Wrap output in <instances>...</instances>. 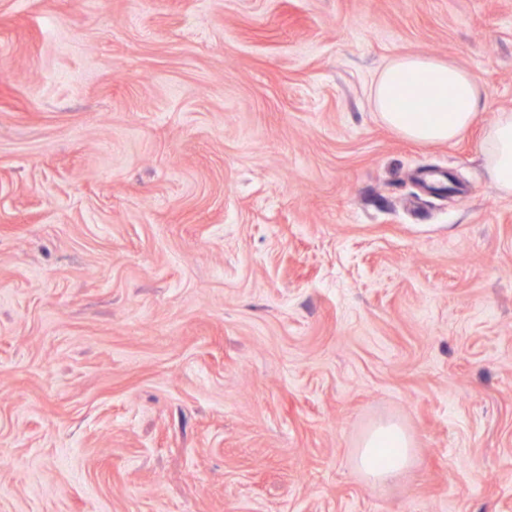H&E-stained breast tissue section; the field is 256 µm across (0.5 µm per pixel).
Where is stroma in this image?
I'll return each instance as SVG.
<instances>
[{
    "mask_svg": "<svg viewBox=\"0 0 512 512\" xmlns=\"http://www.w3.org/2000/svg\"><path fill=\"white\" fill-rule=\"evenodd\" d=\"M407 53L477 127L382 123ZM503 109L512 0H0V512H512ZM371 95L375 111L387 127L422 145L462 136L477 121L483 102L482 87L472 72L449 60L420 54L390 60L378 74ZM445 98L448 109L433 112V105ZM398 102L405 105L396 107ZM424 104L431 107L430 112H422ZM485 170L496 188L512 195V110H502L485 128L481 142ZM396 451L381 455L380 449ZM411 441L405 432L393 422L373 426L363 437L358 452V465L363 473L374 481L388 483L398 478L411 464Z\"/></svg>",
    "mask_w": 512,
    "mask_h": 512,
    "instance_id": "1",
    "label": "stroma"
}]
</instances>
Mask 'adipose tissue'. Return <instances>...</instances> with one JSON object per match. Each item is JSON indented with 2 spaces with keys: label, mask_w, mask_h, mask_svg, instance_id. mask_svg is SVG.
<instances>
[{
  "label": "adipose tissue",
  "mask_w": 512,
  "mask_h": 512,
  "mask_svg": "<svg viewBox=\"0 0 512 512\" xmlns=\"http://www.w3.org/2000/svg\"><path fill=\"white\" fill-rule=\"evenodd\" d=\"M371 95L382 122L403 138L422 145L455 140L476 122L482 87L475 75L452 62L428 55L393 58L378 74ZM449 98L451 110L432 111ZM485 170L496 188L512 195V110L498 112L481 142ZM411 464V441L397 424L373 426L363 437L358 465L374 481L398 478Z\"/></svg>",
  "instance_id": "obj_1"
}]
</instances>
